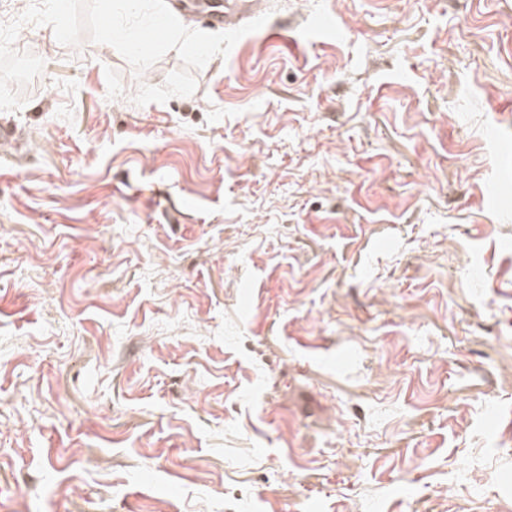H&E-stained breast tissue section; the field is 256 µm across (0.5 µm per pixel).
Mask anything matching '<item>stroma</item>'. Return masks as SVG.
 <instances>
[{"label":"stroma","instance_id":"1","mask_svg":"<svg viewBox=\"0 0 512 512\" xmlns=\"http://www.w3.org/2000/svg\"><path fill=\"white\" fill-rule=\"evenodd\" d=\"M0 111V512H512V0H246Z\"/></svg>","mask_w":512,"mask_h":512}]
</instances>
